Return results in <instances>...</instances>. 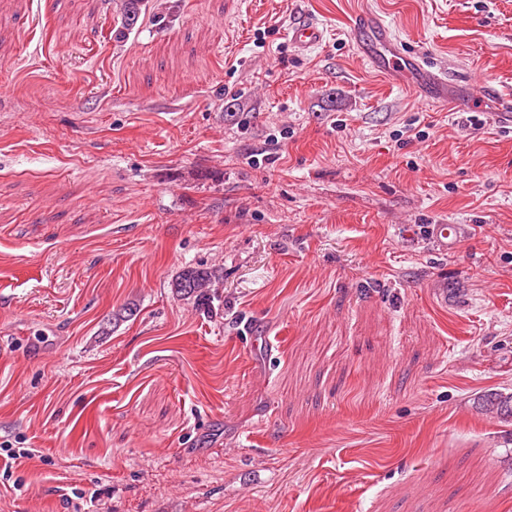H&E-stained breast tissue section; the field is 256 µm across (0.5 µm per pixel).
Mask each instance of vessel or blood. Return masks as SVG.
<instances>
[{
	"instance_id": "1",
	"label": "vessel or blood",
	"mask_w": 512,
	"mask_h": 512,
	"mask_svg": "<svg viewBox=\"0 0 512 512\" xmlns=\"http://www.w3.org/2000/svg\"><path fill=\"white\" fill-rule=\"evenodd\" d=\"M355 30L357 50L377 64L384 75L405 77L409 87L415 90L420 89L423 82H436V75L426 68L421 56L405 53L399 45L393 43L389 30L379 15L369 11L361 12L357 17ZM325 35L324 27L310 17L291 23L287 31L289 44L302 52L322 44ZM467 232L468 227L464 224L434 225L433 246L445 254L452 252Z\"/></svg>"
}]
</instances>
